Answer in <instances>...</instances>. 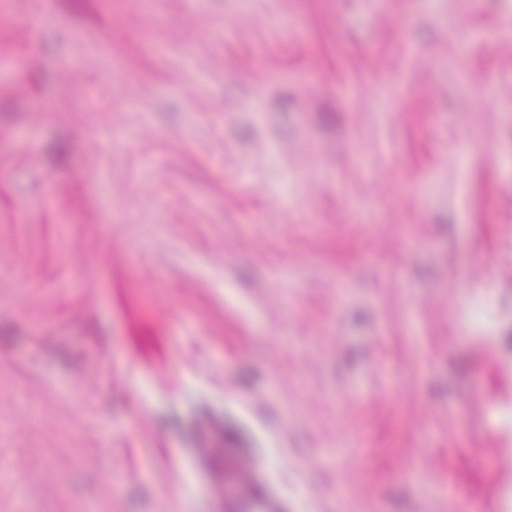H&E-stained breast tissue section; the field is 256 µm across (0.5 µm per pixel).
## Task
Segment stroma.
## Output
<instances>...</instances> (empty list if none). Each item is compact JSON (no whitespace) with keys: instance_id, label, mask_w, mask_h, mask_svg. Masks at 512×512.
Here are the masks:
<instances>
[{"instance_id":"35a3bbf8","label":"stroma","mask_w":512,"mask_h":512,"mask_svg":"<svg viewBox=\"0 0 512 512\" xmlns=\"http://www.w3.org/2000/svg\"><path fill=\"white\" fill-rule=\"evenodd\" d=\"M228 440L512 512V0H0V512H221Z\"/></svg>"}]
</instances>
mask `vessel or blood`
<instances>
[{"mask_svg":"<svg viewBox=\"0 0 512 512\" xmlns=\"http://www.w3.org/2000/svg\"><path fill=\"white\" fill-rule=\"evenodd\" d=\"M223 454L225 512H287V503L275 492L258 490L265 478L264 459L229 442Z\"/></svg>","mask_w":512,"mask_h":512,"instance_id":"vessel-or-blood-1","label":"vessel or blood"}]
</instances>
